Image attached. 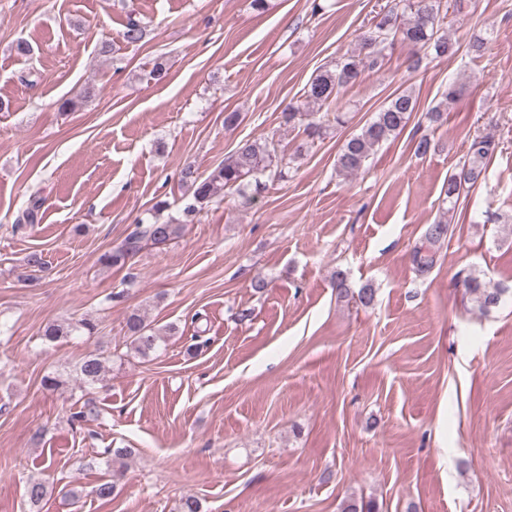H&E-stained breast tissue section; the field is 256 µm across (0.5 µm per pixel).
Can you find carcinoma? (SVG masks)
Listing matches in <instances>:
<instances>
[{"mask_svg":"<svg viewBox=\"0 0 512 512\" xmlns=\"http://www.w3.org/2000/svg\"><path fill=\"white\" fill-rule=\"evenodd\" d=\"M447 13L443 0H396L382 11V16L373 27L360 38L357 47L336 58L333 67L314 75L305 86L301 105L288 104L284 116L288 126L295 122L305 124L304 132L309 137L319 134L320 119L312 108L336 113V123H342L337 114V98L341 89L355 83L362 74L381 64L385 52L396 44H406L437 57H446L457 52L456 43L448 36L445 28ZM145 36L144 23L129 17L124 37L129 43H138ZM418 110V98L409 90L392 96L361 130L346 139L336 160V172L351 176L365 167V163L375 149L391 135L402 130L413 112ZM496 150V143L490 135H478L471 139L466 159L461 169L448 176L443 193L446 201L456 205L466 189L485 179L487 165ZM285 157L278 154L275 143L258 140L247 141L230 157L214 167L210 173L200 178L191 168L182 171L181 181L192 189V202L187 204L183 213L185 221L191 222L197 213L217 198H224V191L242 192L253 187L258 193L265 188L264 178L273 174L283 176ZM42 199L30 197L23 211L20 224L39 222ZM179 231L176 224H149L138 226L125 242L100 257V263L106 267L122 266L138 253L145 242L164 244ZM449 225L432 224L424 234L423 245L413 254V264L420 274L429 272L436 263L435 247L448 234ZM334 286L340 298L350 297L362 306L368 307L374 302L375 291L366 286L356 292L350 291L346 275L338 270L334 274ZM465 295L472 307L485 314L498 307L504 298L511 294L512 288L502 284H493L475 273L467 275L461 283ZM126 334L130 350L141 357H148L161 347L164 336L146 322L144 316L133 311L126 318ZM96 332V324L88 318L75 322L46 324L40 334L45 344H54L66 340L77 333L91 336ZM105 371L104 361L89 355L79 364V381L86 388L102 380ZM49 493V484L43 478H33L26 487L27 502L33 509L40 508Z\"/></svg>","mask_w":512,"mask_h":512,"instance_id":"carcinoma-1","label":"carcinoma"}]
</instances>
